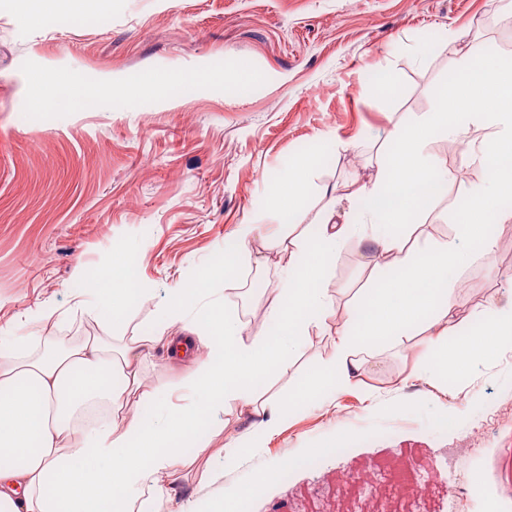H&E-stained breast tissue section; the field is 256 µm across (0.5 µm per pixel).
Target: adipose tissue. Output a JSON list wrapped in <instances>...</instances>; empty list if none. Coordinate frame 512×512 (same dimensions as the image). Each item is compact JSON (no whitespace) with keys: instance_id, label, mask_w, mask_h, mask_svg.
Here are the masks:
<instances>
[{"instance_id":"ef3b65f1","label":"adipose tissue","mask_w":512,"mask_h":512,"mask_svg":"<svg viewBox=\"0 0 512 512\" xmlns=\"http://www.w3.org/2000/svg\"><path fill=\"white\" fill-rule=\"evenodd\" d=\"M448 67L458 83L436 112L397 136V151L372 185L356 190L349 223H333L328 208L313 233L292 239L268 237L258 224L237 225L233 250L198 275L180 307L165 309L164 325L153 332L114 333L128 309L153 295L132 272L126 249L109 265L76 270L74 312L86 327L78 342L61 347L62 316L54 309L25 313L34 332L0 347V512H233L234 500L224 495L225 469L264 451L288 419L279 399L260 395L257 383L285 376L299 347L319 340L332 348L318 387L292 386L294 403L305 406L365 374L380 348L430 350L414 372L433 379L511 337L512 300L491 295L484 301L489 322L480 323L466 345L444 349L458 308L460 241L489 257L512 229V208L500 205L512 195V60H484L474 44L450 57ZM477 126L492 128V137L471 139ZM438 136L462 145L480 175L468 190L459 238L430 241L415 254L407 246L414 218L431 205L434 186L452 178L427 152ZM311 167L306 157L289 165L269 211L286 213L299 204ZM352 235L390 256L395 273L341 318L327 275ZM255 243L274 251L283 281L255 299L263 323L254 329L207 295L210 284L235 273ZM158 345L172 363L190 367L182 382L187 404H168L167 392L143 380ZM202 422L212 425L213 438L193 453L178 452ZM217 459L223 468L214 467ZM191 470L199 474L197 495L178 499L174 486Z\"/></svg>"}]
</instances>
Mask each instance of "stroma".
<instances>
[{"instance_id":"35a3bbf8","label":"stroma","mask_w":512,"mask_h":512,"mask_svg":"<svg viewBox=\"0 0 512 512\" xmlns=\"http://www.w3.org/2000/svg\"><path fill=\"white\" fill-rule=\"evenodd\" d=\"M446 26L459 34L458 48L476 42L489 59L512 58V14L500 0H112L104 12L88 0L81 16L59 13L36 26L19 21L16 0H0V343L4 327L23 333L17 319L35 305L72 309L76 267L104 264L118 247L136 245L137 274L154 296L117 326L130 335L158 325L174 289L223 253L236 225L300 234L326 204L324 185L336 187L344 221L353 183L388 162L395 126L435 111L455 84L450 49L431 44ZM43 70L56 77L51 96L69 78L109 81L115 93L101 109L37 115L29 78ZM243 71L255 75L245 92L225 85ZM150 73L191 83L129 106L126 88ZM383 77L390 91H379ZM303 144L316 155L329 150L334 163L314 165L299 209L272 214L262 201ZM428 151L457 178L419 216L415 249L455 235L457 200L478 176L462 146L440 137ZM367 250L349 239L329 273L340 302L377 286ZM510 271L512 242L500 241L489 258L470 255L457 283L465 316L449 346L470 335L471 313L488 295L512 300ZM258 278L281 284L274 263L244 254L235 291L219 284L214 297L251 320L238 290ZM412 361L383 353L334 402L298 409L285 381L270 380L268 394L292 410L288 426L263 455L226 473L225 492L243 494L270 460L333 441L342 454L267 483L253 512H323L339 495L359 506L370 488L341 489L333 477L365 467L386 495L401 493L398 512H477L468 498L449 501L450 481L484 483L512 512V345L491 346L458 377L432 383L412 375ZM447 401L461 411L454 429ZM475 431L484 434L477 448ZM432 466L446 483L412 497Z\"/></svg>"}]
</instances>
